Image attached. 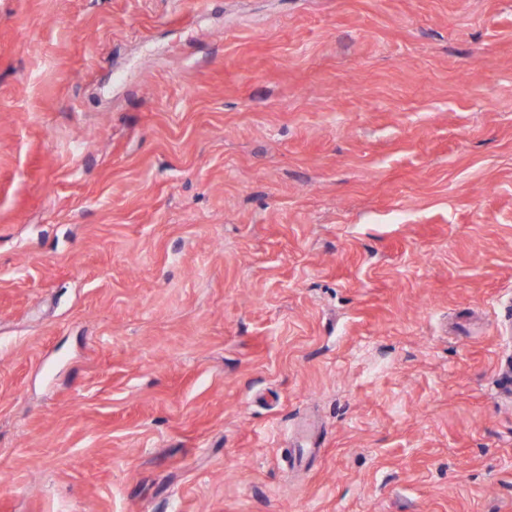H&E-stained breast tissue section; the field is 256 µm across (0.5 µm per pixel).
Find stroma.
<instances>
[{
	"mask_svg": "<svg viewBox=\"0 0 512 512\" xmlns=\"http://www.w3.org/2000/svg\"><path fill=\"white\" fill-rule=\"evenodd\" d=\"M0 512H512V0H0Z\"/></svg>",
	"mask_w": 512,
	"mask_h": 512,
	"instance_id": "1",
	"label": "stroma"
}]
</instances>
